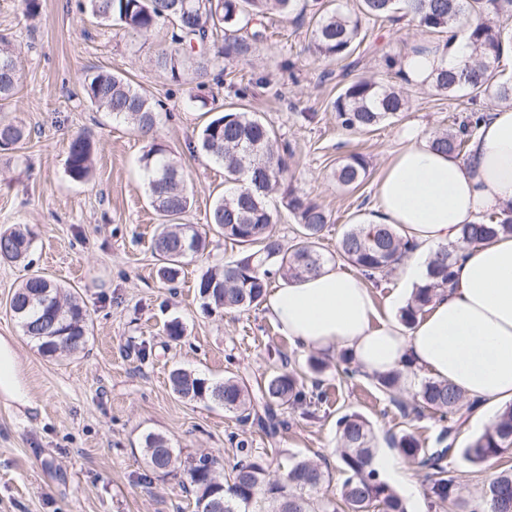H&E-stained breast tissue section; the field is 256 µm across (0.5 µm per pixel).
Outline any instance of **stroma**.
Here are the masks:
<instances>
[{"mask_svg":"<svg viewBox=\"0 0 512 512\" xmlns=\"http://www.w3.org/2000/svg\"><path fill=\"white\" fill-rule=\"evenodd\" d=\"M77 3L41 0L39 16L29 19L18 0H0V36L14 46L21 76L14 97L0 108V120L22 122L30 133L13 149L0 150V226L25 225L32 237L23 263H0V341L11 356L9 377L28 399L23 405L0 391V512H197L182 474L148 469L143 440L150 433L185 454H218L227 466L237 460L239 439L259 452L273 444L278 455L272 474L293 460L313 459L330 473L335 488L346 477L336 453V421L343 415L368 418L378 448H386L388 434L402 432L435 447L439 422L402 414L374 380H344L332 366L318 375L326 393L322 404L308 416L287 413V425L273 443L223 408L171 392L168 375L176 366L213 381L238 375L253 385L283 359L303 364L309 354L282 336L263 309L210 313L198 297L201 275L236 258L239 250L208 228L213 201L224 192V168L193 149L208 116L190 98L205 96L219 107L233 103V95L213 78L188 71L176 82L154 65V56L169 44L166 27L145 34L107 27ZM369 40L378 51L357 72L385 84L395 78L382 53L403 56L416 45L444 42L406 18L377 23ZM308 41V21L274 19L250 59L230 68L245 81L267 77V86L253 88L245 105L295 148L294 187L331 215L319 244L329 259L354 214L375 204L377 183L403 129L418 126L431 134L451 127L465 116L467 100L409 84L408 112L370 133L342 134L329 107L336 83L324 77L337 65L306 52ZM286 60L292 69L283 68ZM88 69L124 74L165 104L159 137L180 161L194 194L185 221L209 241L174 284L159 280L151 245L157 217L140 167L147 143L127 124L84 102L79 80ZM307 112L315 113L314 121L304 120ZM79 134L93 149V175L86 183L66 173L68 145ZM354 151L365 155L369 173L358 189L347 191L332 172ZM36 271L77 292L87 309L89 342L82 353L49 358L22 335L9 301ZM172 320L184 327L177 341L164 333ZM488 425L465 417L455 426L456 452L448 468L470 497L479 495L489 470L468 462L462 450Z\"/></svg>","mask_w":512,"mask_h":512,"instance_id":"stroma-1","label":"stroma"}]
</instances>
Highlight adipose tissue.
<instances>
[{"label":"adipose tissue","instance_id":"adipose-tissue-1","mask_svg":"<svg viewBox=\"0 0 512 512\" xmlns=\"http://www.w3.org/2000/svg\"><path fill=\"white\" fill-rule=\"evenodd\" d=\"M465 36L448 48L411 52L401 68L411 83L431 84L439 70L458 69L471 55ZM512 206V108L488 112L469 153L457 158L434 149L410 126L378 181L376 205L359 224H391L417 248L401 266L393 306H406L430 255L456 241L461 225ZM265 315L304 350L345 349L366 377L394 370L404 387L420 377L445 380L477 401V414L512 400V235L463 247L448 290L414 327L377 319L364 276L327 264L314 276L279 279L268 289Z\"/></svg>","mask_w":512,"mask_h":512}]
</instances>
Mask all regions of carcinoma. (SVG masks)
I'll return each instance as SVG.
<instances>
[{"mask_svg":"<svg viewBox=\"0 0 512 512\" xmlns=\"http://www.w3.org/2000/svg\"><path fill=\"white\" fill-rule=\"evenodd\" d=\"M300 0H86L91 15L106 25L119 24L137 32H149L159 22L171 26V47L155 56V64L175 79L185 71L201 76L214 74L219 81L224 61H245L253 46L264 38L256 22L277 13L291 16ZM411 17L423 32L439 35L463 33L473 48L472 56L456 71L437 73L432 87L440 94L469 95L468 115L452 131L437 132L432 144L438 150L463 157L487 102L512 103V81H498L494 66L512 49V0H359L357 10L342 12L319 5L313 13L309 50L324 59L342 63L336 73L340 90L331 101L337 126L347 134L372 131L380 123L399 116L409 101L393 87L363 77H351L371 46H363L365 25L391 20L395 14ZM20 83L13 45L0 37V102L12 99ZM81 86L88 104L112 119L129 124L149 148L140 162L148 178V195L161 223L153 239V250L163 261L160 278L171 284L182 264L202 253L206 238L193 224L180 219L191 209L189 190L181 165L168 152L158 134L159 100L148 97L124 76L104 70L85 71ZM26 137L25 126L16 121L0 122V148L9 149ZM198 149L224 166L229 191L219 196L209 214V227L224 240L242 249L239 257L224 262L221 271H208L198 283V296L209 311H247L264 301L269 281L276 277L300 278L317 274L324 265L318 250L330 215L315 199L292 186L296 164L290 145L278 141L275 131L255 112L245 108L219 111L198 133ZM68 175L76 181L89 178L92 149L81 135L68 146ZM368 161L359 152L341 160L333 177L347 189H357L367 178ZM282 191V205L297 224L293 244L286 246L273 230L275 211L269 197ZM512 235V208L491 214L461 228V241L477 245L498 235ZM29 233L16 225L0 231V260L18 262L31 248ZM415 245L391 224H377L370 232L350 224L337 247L340 259L370 281L396 269L413 253ZM456 259V251L441 245L427 263L424 281L412 293L400 319L408 327L425 312L445 288ZM14 317L30 342L45 356L72 355L88 343V314L74 292L44 275L28 276L12 295ZM300 367L283 365L271 372L253 392L244 380L230 376L211 382L195 373L175 368L169 374L172 392L186 401L224 407L245 425L254 422L271 439L286 425L282 415L289 410L318 405L324 392ZM403 372L396 370L377 378L402 412L428 411L448 422L438 437L442 447H422L413 435H389L390 447L418 470H429L434 503L448 512H512V467L495 471L480 495L468 500L462 484L444 465L453 451L445 444L451 436L454 417L473 403L446 381L426 380L414 396V406L395 397ZM338 452L348 476L336 496L320 493L329 475L317 464L301 460L281 476H271V462L255 454L249 441L237 442L238 460L220 473L210 454L186 458L187 483L196 495L201 512H405L399 493L379 477L373 467L375 435L369 421L358 413L337 421ZM170 449L160 434H148L144 452L151 471L163 462ZM512 452V403L505 405L494 423L463 450L471 463H486Z\"/></svg>","mask_w":512,"mask_h":512,"instance_id":"cac0c4a2","label":"carcinoma"}]
</instances>
